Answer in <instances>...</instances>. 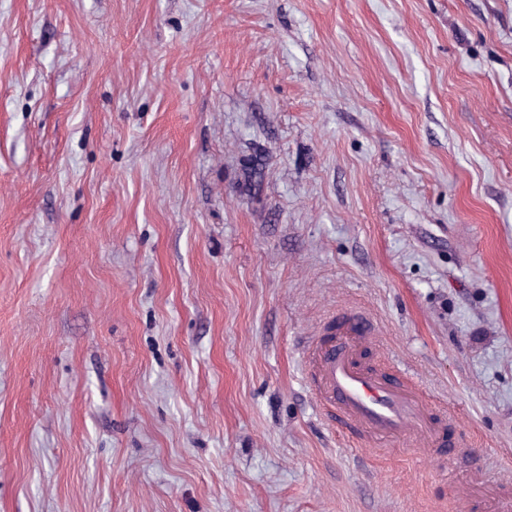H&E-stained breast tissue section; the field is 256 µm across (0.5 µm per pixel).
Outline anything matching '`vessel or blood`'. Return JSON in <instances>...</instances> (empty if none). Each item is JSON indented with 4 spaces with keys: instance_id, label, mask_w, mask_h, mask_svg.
Returning a JSON list of instances; mask_svg holds the SVG:
<instances>
[{
    "instance_id": "1",
    "label": "vessel or blood",
    "mask_w": 512,
    "mask_h": 512,
    "mask_svg": "<svg viewBox=\"0 0 512 512\" xmlns=\"http://www.w3.org/2000/svg\"><path fill=\"white\" fill-rule=\"evenodd\" d=\"M375 333V324L366 313L350 310L342 318L337 339L309 345L317 398L365 432L443 444L442 432L431 423L422 397L408 377L393 380L358 362L359 344Z\"/></svg>"
}]
</instances>
